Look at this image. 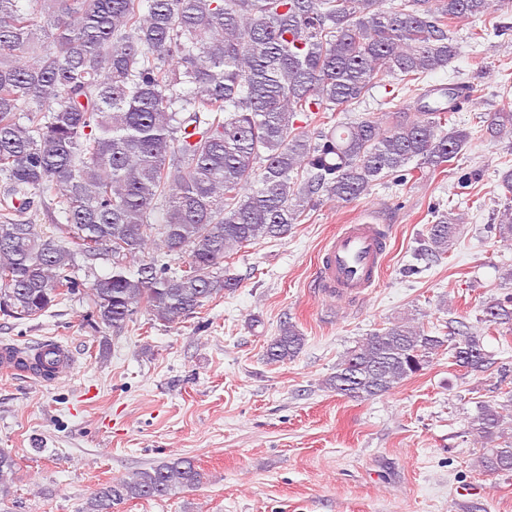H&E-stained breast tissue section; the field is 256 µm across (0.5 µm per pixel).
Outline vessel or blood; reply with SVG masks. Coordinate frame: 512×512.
<instances>
[{
	"label": "vessel or blood",
	"instance_id": "1",
	"mask_svg": "<svg viewBox=\"0 0 512 512\" xmlns=\"http://www.w3.org/2000/svg\"><path fill=\"white\" fill-rule=\"evenodd\" d=\"M386 239L374 215L340 225L327 239L321 253L318 276L321 295L342 299L364 296L384 264ZM37 351L56 360L58 374L71 373L75 366L64 343L48 340Z\"/></svg>",
	"mask_w": 512,
	"mask_h": 512
}]
</instances>
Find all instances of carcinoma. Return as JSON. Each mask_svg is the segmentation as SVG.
Wrapping results in <instances>:
<instances>
[{
    "label": "carcinoma",
    "instance_id": "obj_1",
    "mask_svg": "<svg viewBox=\"0 0 512 512\" xmlns=\"http://www.w3.org/2000/svg\"><path fill=\"white\" fill-rule=\"evenodd\" d=\"M498 10L512 0H0V314L39 317L79 288L77 262H103L95 324L121 329L140 308L174 323L238 286L224 258L288 234L318 197L350 204L386 178L447 170L467 133L444 129L450 111L421 82L456 56V20ZM378 84L415 96L417 113L401 102L382 123L336 120ZM483 131L511 134L512 110L488 113ZM35 195L48 231L28 217ZM459 224L434 213L420 258L447 254ZM152 237L165 255L136 260ZM484 313L511 326L512 296ZM303 345L289 322L268 359ZM444 347L468 372L490 365L478 335L394 323L349 349L326 385L371 399ZM507 419L512 399L472 420L492 444L485 472H512ZM15 466L0 451V502ZM202 479L193 459L169 458L106 483L83 512Z\"/></svg>",
    "mask_w": 512,
    "mask_h": 512
}]
</instances>
